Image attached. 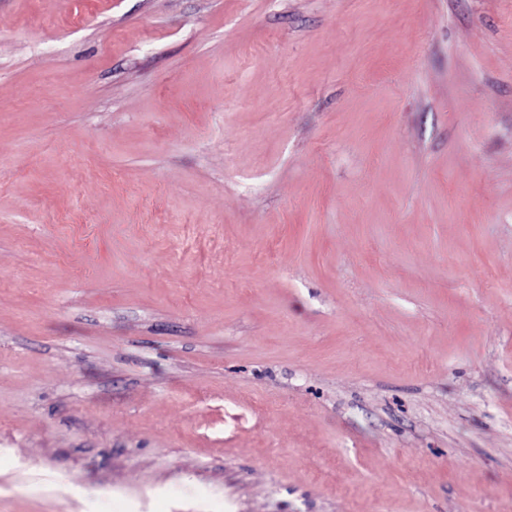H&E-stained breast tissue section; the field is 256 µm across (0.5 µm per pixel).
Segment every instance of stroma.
I'll list each match as a JSON object with an SVG mask.
<instances>
[{
    "label": "stroma",
    "mask_w": 512,
    "mask_h": 512,
    "mask_svg": "<svg viewBox=\"0 0 512 512\" xmlns=\"http://www.w3.org/2000/svg\"><path fill=\"white\" fill-rule=\"evenodd\" d=\"M0 512H512V0H0Z\"/></svg>",
    "instance_id": "35a3bbf8"
}]
</instances>
